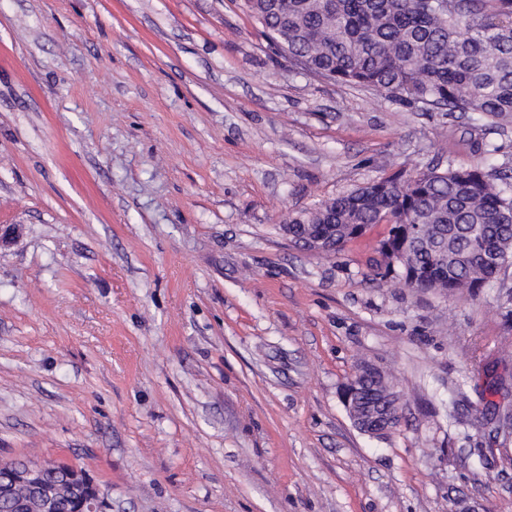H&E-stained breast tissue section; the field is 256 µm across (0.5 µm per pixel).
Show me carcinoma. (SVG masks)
Segmentation results:
<instances>
[{
  "label": "carcinoma",
  "mask_w": 512,
  "mask_h": 512,
  "mask_svg": "<svg viewBox=\"0 0 512 512\" xmlns=\"http://www.w3.org/2000/svg\"><path fill=\"white\" fill-rule=\"evenodd\" d=\"M244 0L251 16L304 68L333 80L370 88L387 98L443 106L480 121L512 115V0ZM479 161L458 166L448 160L428 174L396 172L291 217L305 231L325 233L336 226L335 247L351 242L350 225L393 223L387 241L401 240L400 223L414 216L448 234V264L430 247L416 250L408 270L379 261L374 275L395 284L412 279L420 291L439 288L450 296L473 292L496 279L491 256L512 261V176L490 163L498 148L474 141ZM367 402L393 393L386 376L364 372ZM67 486L59 484L54 503L23 486L0 512H77Z\"/></svg>",
  "instance_id": "obj_1"
}]
</instances>
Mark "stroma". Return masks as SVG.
Masks as SVG:
<instances>
[{"label":"stroma","mask_w":512,"mask_h":512,"mask_svg":"<svg viewBox=\"0 0 512 512\" xmlns=\"http://www.w3.org/2000/svg\"><path fill=\"white\" fill-rule=\"evenodd\" d=\"M470 115L299 70L243 0H0V462L112 512H512V263L446 297L289 217L474 162ZM393 380L361 433L342 387ZM362 376L360 369L353 375L352 378L346 383L347 387L343 390V399L345 407L348 411L349 417L355 427L363 434L369 436L383 435L393 429L392 422L396 415H399V408L397 413L394 410L399 404L383 407L379 405L377 410H367L362 412V408L358 405L359 402L353 400L357 391H360V385L356 382ZM81 477V481L87 486L88 495L81 504L82 512H112V502L108 494L100 486L90 480L88 476L76 472L73 479Z\"/></svg>","instance_id":"35a3bbf8"}]
</instances>
